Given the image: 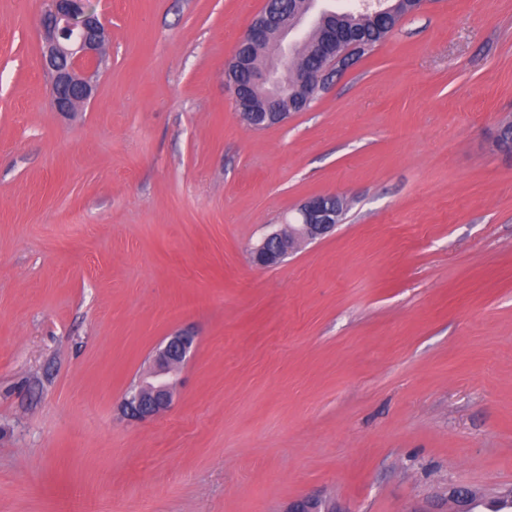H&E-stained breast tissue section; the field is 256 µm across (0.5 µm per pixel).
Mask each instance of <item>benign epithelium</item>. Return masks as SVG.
<instances>
[{"label": "benign epithelium", "instance_id": "obj_1", "mask_svg": "<svg viewBox=\"0 0 512 512\" xmlns=\"http://www.w3.org/2000/svg\"><path fill=\"white\" fill-rule=\"evenodd\" d=\"M49 8L42 20L41 64L51 77L52 101L56 111L70 113L95 96L99 64L104 58L108 31L104 19L88 10L82 11L83 0H48ZM322 0H300L289 18L279 23L275 40L269 39L268 12L262 10L238 41L225 68V84L231 91L240 120L253 129H266L284 123L293 116L276 105V90L284 77L275 69L257 71L251 76V87L239 81L240 72L248 69L254 49L262 47L279 59L295 54L304 31L318 24L319 34L307 43L311 58H331L321 70H308L297 82L298 111L321 97L330 87L336 73L359 59L360 48L352 44L336 53L339 37L336 30L319 25L325 9ZM392 5L387 0H348L346 11L368 15L379 23L388 19ZM346 204L337 195H318L304 201L293 222L267 234L253 251V262L260 268H272L282 262L302 242L327 236L340 223ZM195 337L174 333L161 343L149 361V368L131 383L119 402L120 412L130 420L143 421L162 415L171 405L179 384L178 368L185 364L194 349ZM456 512H468L472 490L462 486L448 487Z\"/></svg>", "mask_w": 512, "mask_h": 512}]
</instances>
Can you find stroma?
Returning a JSON list of instances; mask_svg holds the SVG:
<instances>
[{"label":"stroma","mask_w":512,"mask_h":512,"mask_svg":"<svg viewBox=\"0 0 512 512\" xmlns=\"http://www.w3.org/2000/svg\"><path fill=\"white\" fill-rule=\"evenodd\" d=\"M51 105L46 0H0V512H453L512 487V0H432L287 124L224 71L264 0H90ZM350 205L277 267L251 250ZM170 409L118 411L166 336ZM48 2L41 26V64L51 77L56 112L68 114L95 96L108 31L94 10L83 13L82 0ZM346 204L337 195H318L298 208L295 222L267 234L253 251V262L260 268L277 266L300 242H312L327 236L341 222ZM288 229V237L283 230Z\"/></svg>","instance_id":"obj_1"}]
</instances>
